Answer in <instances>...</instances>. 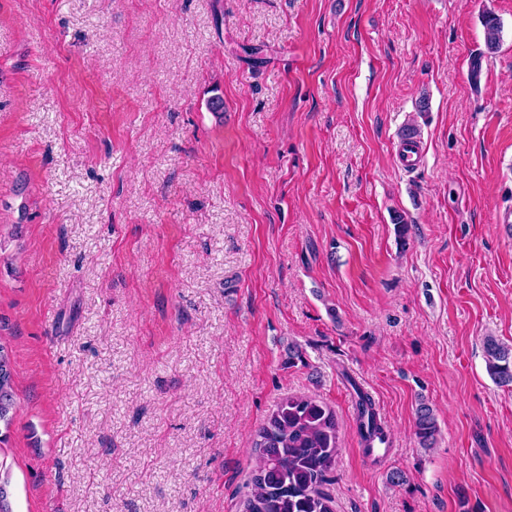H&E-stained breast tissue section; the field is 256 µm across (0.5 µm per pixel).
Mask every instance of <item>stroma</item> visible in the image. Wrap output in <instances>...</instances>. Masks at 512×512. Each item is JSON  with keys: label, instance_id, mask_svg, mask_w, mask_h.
<instances>
[{"label": "stroma", "instance_id": "stroma-1", "mask_svg": "<svg viewBox=\"0 0 512 512\" xmlns=\"http://www.w3.org/2000/svg\"><path fill=\"white\" fill-rule=\"evenodd\" d=\"M511 159L512 0H0L13 512H244L291 394L336 512H512ZM487 369L496 384L512 386V347L488 337L484 343ZM357 418L359 432L366 443L367 450L371 448V444L375 440L382 443L386 440V432L382 423L377 419L370 397L361 391H358ZM436 431L437 426L432 410L422 404L416 413L415 434L423 447L430 448L432 446Z\"/></svg>", "mask_w": 512, "mask_h": 512}]
</instances>
